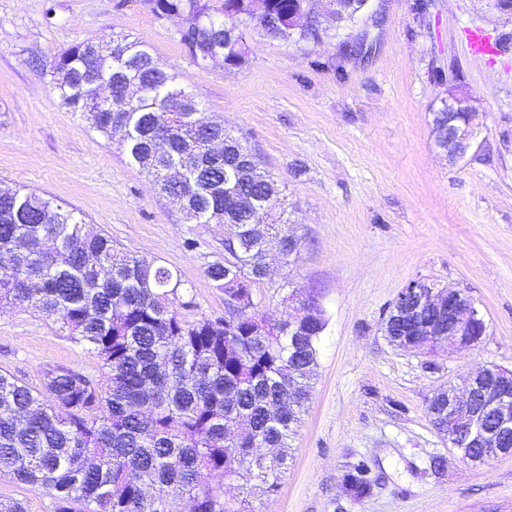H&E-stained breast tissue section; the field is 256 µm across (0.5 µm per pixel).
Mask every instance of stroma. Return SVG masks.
<instances>
[{
  "mask_svg": "<svg viewBox=\"0 0 512 512\" xmlns=\"http://www.w3.org/2000/svg\"><path fill=\"white\" fill-rule=\"evenodd\" d=\"M372 56L343 58L353 29L319 43L253 34L244 63L197 66L179 42L184 17L148 0H0V188L26 186L73 209L114 244L176 270L195 307L220 316L224 293L204 275L223 260L224 227L188 223L132 164L61 105L49 71L74 44L138 42L191 93L209 120L243 137L288 203L298 247L254 284L258 312L282 317L283 296L318 295L327 325L308 408L275 492L249 512H512V455L463 461L434 428L427 402L488 364L512 369V14L493 0H380ZM504 50L472 56L464 29ZM474 99L470 157L449 165L430 138L449 88ZM194 247H187V240ZM426 279L485 314L463 350H401L383 324L401 288ZM98 358L30 307H0V372L39 386ZM368 465L378 484L352 496L343 474Z\"/></svg>",
  "mask_w": 512,
  "mask_h": 512,
  "instance_id": "1",
  "label": "stroma"
}]
</instances>
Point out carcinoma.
<instances>
[{"label":"carcinoma","mask_w":512,"mask_h":512,"mask_svg":"<svg viewBox=\"0 0 512 512\" xmlns=\"http://www.w3.org/2000/svg\"><path fill=\"white\" fill-rule=\"evenodd\" d=\"M156 15L185 13L179 42L194 61L219 38L217 15L235 0H148ZM90 42L58 56L50 71L62 105L80 112L104 138L128 132L129 159L159 191L180 196L192 224H224L231 257L205 277L238 303L234 323L185 311L180 274L156 257L129 254L75 212L21 186L0 192V304H26L60 325L100 360L99 375L57 366L39 388L0 373V475L41 491L51 512H243L226 497L232 483L278 486L287 448L311 383L288 387L292 373L317 366L326 324L307 335L288 330V315L255 310L252 284L264 278L261 244L249 226L273 216L266 245L288 247L284 200L273 177L246 169L240 138L209 121L194 97L137 42L103 47L100 68ZM141 87L130 101L94 102L85 74ZM210 139L224 153L202 149ZM268 322L262 334L258 322ZM242 420L225 446L224 416ZM356 496L371 492L359 466L343 475Z\"/></svg>","instance_id":"1"}]
</instances>
